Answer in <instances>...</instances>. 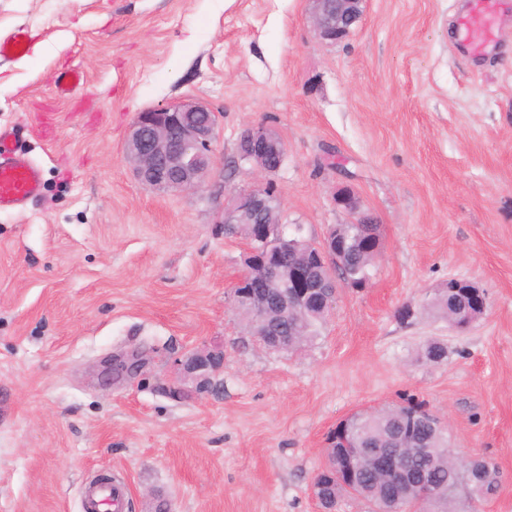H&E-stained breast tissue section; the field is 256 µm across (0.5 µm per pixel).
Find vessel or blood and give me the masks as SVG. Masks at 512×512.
I'll return each instance as SVG.
<instances>
[{
  "instance_id": "vessel-or-blood-1",
  "label": "vessel or blood",
  "mask_w": 512,
  "mask_h": 512,
  "mask_svg": "<svg viewBox=\"0 0 512 512\" xmlns=\"http://www.w3.org/2000/svg\"><path fill=\"white\" fill-rule=\"evenodd\" d=\"M492 15L493 0H473L470 22L461 30V39L475 47H483ZM41 187L40 164L17 148L12 129L0 127V213L23 211L39 196ZM126 495V487L110 482L85 485L84 510L125 512Z\"/></svg>"
}]
</instances>
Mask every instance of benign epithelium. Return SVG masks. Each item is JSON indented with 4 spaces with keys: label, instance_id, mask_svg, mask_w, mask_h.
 <instances>
[{
    "label": "benign epithelium",
    "instance_id": "obj_1",
    "mask_svg": "<svg viewBox=\"0 0 512 512\" xmlns=\"http://www.w3.org/2000/svg\"><path fill=\"white\" fill-rule=\"evenodd\" d=\"M309 2L312 3V21L317 35L331 44L345 39L362 17L364 0ZM216 129V113L201 102L185 101L149 108L136 117L125 153L137 179L152 189L162 193L197 190L202 187L208 169ZM266 148L281 155L286 153L285 144L274 129L265 124L250 127L239 138L238 158L250 161ZM271 196L273 191L268 181L238 193L224 204V223H250L251 216L263 210ZM334 203L352 215L353 223H369L349 186L337 190ZM241 238L246 245L244 262L261 268V275L253 277L250 268H245L231 287L230 305L238 314L246 310L252 315L258 325L255 336L266 347L274 343L280 348L282 344L274 338L275 330L263 322L264 305L259 302V293L263 289L278 287L283 274H288V290L277 293V298L278 307L285 314L308 308L312 293L321 287L330 289V292L320 294L317 305L329 315L336 304V289L359 288L355 281H336V271L343 266L340 242L345 240L340 224L329 228L322 244L304 251L299 262L282 260L271 264L267 261L269 248L275 246L280 252L284 244L282 229L267 221L249 227ZM435 292L448 293V305L455 312L451 326L456 329L469 328L486 311L483 292L470 281L450 278ZM223 367L224 350L214 347L194 353L186 373L195 381L197 391L205 392L211 385L212 375ZM366 415V411L350 415L337 424L340 434H331V443H340L337 452L347 476L344 486L348 488L353 485L355 472L366 460H373L387 476L396 478L400 474V460L396 454L381 453L352 434L350 420ZM443 493L442 486L423 479L416 485L411 498L395 497L382 506L380 512H429L435 499Z\"/></svg>",
    "mask_w": 512,
    "mask_h": 512
}]
</instances>
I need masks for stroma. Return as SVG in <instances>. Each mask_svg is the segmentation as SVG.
Segmentation results:
<instances>
[{
    "instance_id": "obj_1",
    "label": "stroma",
    "mask_w": 512,
    "mask_h": 512,
    "mask_svg": "<svg viewBox=\"0 0 512 512\" xmlns=\"http://www.w3.org/2000/svg\"><path fill=\"white\" fill-rule=\"evenodd\" d=\"M466 4L364 0L329 44L309 0H0V35L23 26L44 49L0 58V126L43 169L41 195L0 213V512H82L104 473L126 512H319L328 433L410 398L456 459L496 463L476 512H512V0L479 55ZM66 65L83 81L61 97ZM189 100L218 115L204 186L160 194L127 133ZM260 123L287 148L271 178L286 225L320 243L350 220L348 185L382 242L368 285L340 289L295 351L260 345L229 303L244 244L224 201L260 178L237 156ZM451 278L487 301L463 331L424 309ZM431 341L447 359H424ZM214 346L224 367L196 393L183 365Z\"/></svg>"
}]
</instances>
